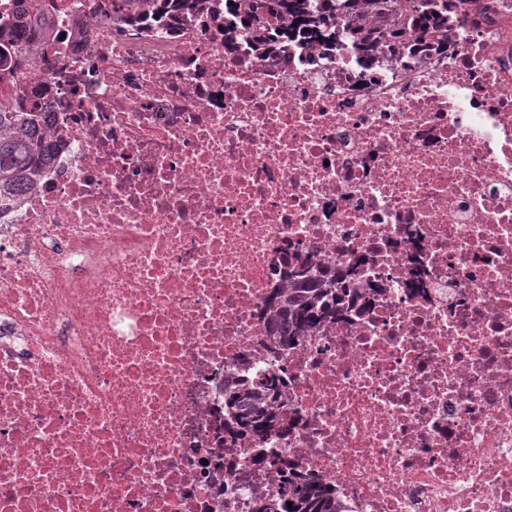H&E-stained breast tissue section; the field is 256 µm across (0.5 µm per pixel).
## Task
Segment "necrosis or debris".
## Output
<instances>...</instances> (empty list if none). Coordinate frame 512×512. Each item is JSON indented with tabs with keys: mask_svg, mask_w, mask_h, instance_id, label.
Listing matches in <instances>:
<instances>
[{
	"mask_svg": "<svg viewBox=\"0 0 512 512\" xmlns=\"http://www.w3.org/2000/svg\"><path fill=\"white\" fill-rule=\"evenodd\" d=\"M55 3L0 73L56 146L0 212V512H255L292 471L347 512H512V0L370 67L256 50L223 0L138 29ZM307 258L362 311L276 357ZM272 365L278 428L225 433V372Z\"/></svg>",
	"mask_w": 512,
	"mask_h": 512,
	"instance_id": "obj_1",
	"label": "necrosis or debris"
}]
</instances>
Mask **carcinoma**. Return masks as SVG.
Here are the masks:
<instances>
[{
    "mask_svg": "<svg viewBox=\"0 0 512 512\" xmlns=\"http://www.w3.org/2000/svg\"><path fill=\"white\" fill-rule=\"evenodd\" d=\"M12 16L0 17V71L22 67L33 51L48 42L52 28L46 0H17ZM209 0H112V11L131 26H164L174 18H191L208 7ZM241 24L263 48L295 40L315 39L336 46L338 13L350 16L347 38L353 50L374 55L385 39L405 47L411 41L398 26L381 24L388 0H248ZM467 0H406V12L421 35L448 28V9ZM55 145L42 127L38 112L0 108V206L8 205L34 184L50 164ZM346 294L336 277L317 275L308 263L289 267L286 282L274 289L266 310L273 349L285 350L301 336H309ZM285 403L284 382L275 369L254 377L246 370L224 376V429L264 435L277 421ZM260 512H341L336 496L318 482L293 477L288 497L273 499Z\"/></svg>",
    "mask_w": 512,
    "mask_h": 512,
    "instance_id": "carcinoma-1",
    "label": "carcinoma"
}]
</instances>
